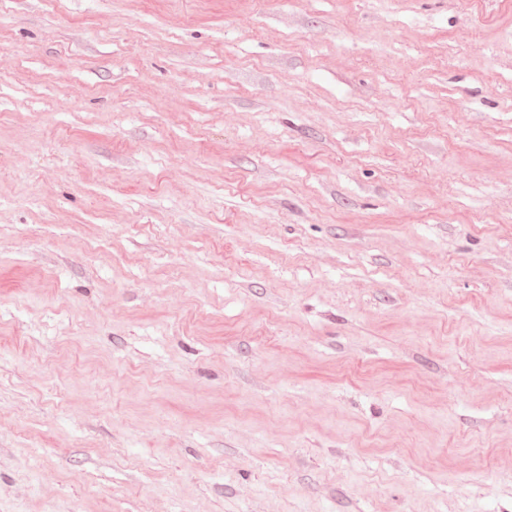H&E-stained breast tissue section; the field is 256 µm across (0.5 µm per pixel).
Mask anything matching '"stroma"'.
<instances>
[{"mask_svg": "<svg viewBox=\"0 0 512 512\" xmlns=\"http://www.w3.org/2000/svg\"><path fill=\"white\" fill-rule=\"evenodd\" d=\"M0 512H512V0H0Z\"/></svg>", "mask_w": 512, "mask_h": 512, "instance_id": "1", "label": "stroma"}]
</instances>
